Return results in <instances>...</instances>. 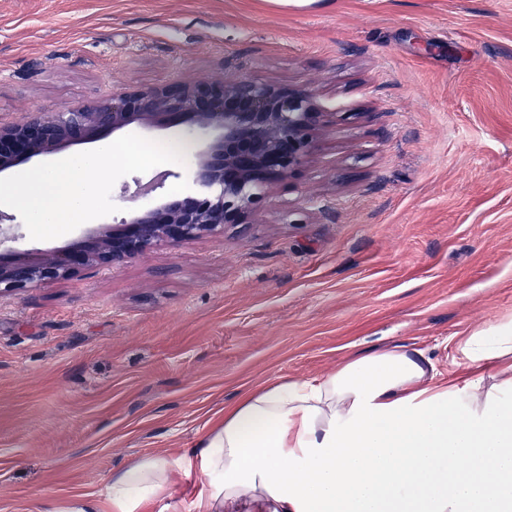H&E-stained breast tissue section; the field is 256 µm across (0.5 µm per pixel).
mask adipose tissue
I'll list each match as a JSON object with an SVG mask.
<instances>
[{
    "mask_svg": "<svg viewBox=\"0 0 512 512\" xmlns=\"http://www.w3.org/2000/svg\"><path fill=\"white\" fill-rule=\"evenodd\" d=\"M63 158L27 177L39 224L83 217L109 155ZM465 377L393 345L336 372L250 390L196 447L141 458L113 474L112 512L164 500L198 471L187 512H512V324L464 337Z\"/></svg>",
    "mask_w": 512,
    "mask_h": 512,
    "instance_id": "obj_1",
    "label": "adipose tissue"
}]
</instances>
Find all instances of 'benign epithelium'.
I'll use <instances>...</instances> for the list:
<instances>
[{"instance_id":"1","label":"benign epithelium","mask_w":512,"mask_h":512,"mask_svg":"<svg viewBox=\"0 0 512 512\" xmlns=\"http://www.w3.org/2000/svg\"><path fill=\"white\" fill-rule=\"evenodd\" d=\"M327 113L310 87L291 89L249 78H209L123 90L89 104L37 110L0 124V175L35 157L132 127L185 124L209 139L186 172L169 170L160 181L187 175L193 189L139 206L118 224H99L67 247L35 255L16 246V217L0 210V296L73 276L89 266L120 267L154 246H180L247 224L264 188L284 180L310 154Z\"/></svg>"}]
</instances>
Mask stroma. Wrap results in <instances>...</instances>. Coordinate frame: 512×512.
Returning <instances> with one entry per match:
<instances>
[{
    "instance_id": "35a3bbf8",
    "label": "stroma",
    "mask_w": 512,
    "mask_h": 512,
    "mask_svg": "<svg viewBox=\"0 0 512 512\" xmlns=\"http://www.w3.org/2000/svg\"><path fill=\"white\" fill-rule=\"evenodd\" d=\"M313 88L311 154L249 223L0 298V512L106 499L194 447L246 390L359 352L512 322V0H0V121L114 90L239 77ZM182 139L187 153L158 155ZM202 134L109 136L91 224L141 204ZM19 245L79 224L10 206Z\"/></svg>"
}]
</instances>
